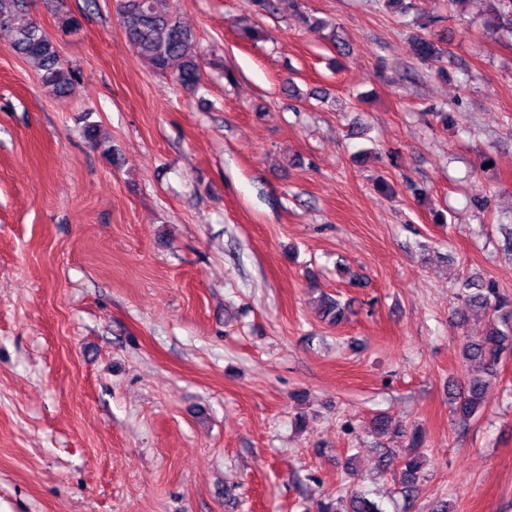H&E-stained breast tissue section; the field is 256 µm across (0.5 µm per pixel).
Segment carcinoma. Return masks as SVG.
Wrapping results in <instances>:
<instances>
[{
    "instance_id": "cac0c4a2",
    "label": "carcinoma",
    "mask_w": 512,
    "mask_h": 512,
    "mask_svg": "<svg viewBox=\"0 0 512 512\" xmlns=\"http://www.w3.org/2000/svg\"><path fill=\"white\" fill-rule=\"evenodd\" d=\"M486 26L493 33L512 39V0H485ZM118 15L126 42L139 57L147 60L159 75L171 74L187 90L201 86L203 55L196 51L194 34L164 6V0H118ZM0 30L11 34L10 49L34 65L43 84L57 95L71 93L73 77L63 63L56 43L33 19L28 0H0ZM416 57L423 63L444 56L445 51L429 35L419 34L413 42ZM464 309L476 308L492 313L489 327L480 333L465 330L460 336L459 357L468 368L478 365L483 374L468 371L448 387L456 420L466 423L483 407L488 378L496 375V367L504 354H512V299L492 288L467 285L463 295ZM321 314L333 323L345 317L340 303L323 299ZM409 447L415 453L401 462V484L410 492L422 476V436L411 432ZM317 512H381L366 496L354 492L347 505L318 501Z\"/></svg>"
}]
</instances>
